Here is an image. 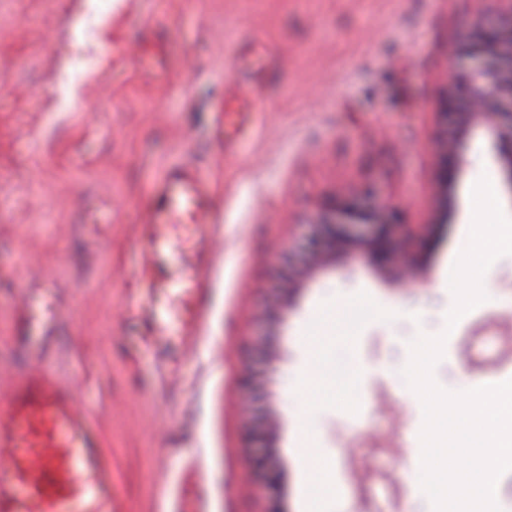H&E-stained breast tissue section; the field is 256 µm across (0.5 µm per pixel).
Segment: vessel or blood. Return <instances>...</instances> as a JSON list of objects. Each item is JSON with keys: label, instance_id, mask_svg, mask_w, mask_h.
Returning <instances> with one entry per match:
<instances>
[{"label": "vessel or blood", "instance_id": "vessel-or-blood-1", "mask_svg": "<svg viewBox=\"0 0 512 512\" xmlns=\"http://www.w3.org/2000/svg\"><path fill=\"white\" fill-rule=\"evenodd\" d=\"M215 190L197 167L167 168L152 184L138 236L140 277L150 296L149 333L195 348L207 316L217 226ZM190 224L188 275L160 279L155 263L174 249L172 230ZM0 512H113L112 461L72 388L32 364L0 380Z\"/></svg>", "mask_w": 512, "mask_h": 512}]
</instances>
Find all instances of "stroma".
<instances>
[{
    "label": "stroma",
    "instance_id": "35a3bbf8",
    "mask_svg": "<svg viewBox=\"0 0 512 512\" xmlns=\"http://www.w3.org/2000/svg\"><path fill=\"white\" fill-rule=\"evenodd\" d=\"M484 0H0V372L40 364L67 385L112 458L115 512H265L248 447L258 344L280 354L268 385L278 420L281 512H306L297 426L322 449L349 512H406L422 497L405 464L423 410L395 369L403 336L445 331L470 193L488 177L512 217V187L477 131L448 225L414 265L416 287L365 256L317 271L271 326L305 260L321 205L373 184L404 224L435 194L449 43ZM235 99L239 124L217 128ZM197 165L216 187L212 306L197 350L156 343L136 289L137 228L152 183ZM486 302L450 331L434 377L512 340V256L486 272ZM372 308L356 326L319 321L336 300ZM59 311L42 318L47 302ZM27 308L33 321L15 332ZM321 339L311 353L305 338ZM320 381L301 383L311 368ZM306 420H299L301 401Z\"/></svg>",
    "mask_w": 512,
    "mask_h": 512
}]
</instances>
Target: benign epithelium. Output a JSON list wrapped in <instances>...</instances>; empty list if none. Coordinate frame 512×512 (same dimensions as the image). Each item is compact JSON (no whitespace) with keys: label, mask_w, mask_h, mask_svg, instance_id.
<instances>
[{"label":"benign epithelium","mask_w":512,"mask_h":512,"mask_svg":"<svg viewBox=\"0 0 512 512\" xmlns=\"http://www.w3.org/2000/svg\"><path fill=\"white\" fill-rule=\"evenodd\" d=\"M486 11L493 15L489 22L448 47V83L438 113L445 129L435 165L441 190L435 221L448 212V191L455 185L469 139L477 130L491 137L512 184V0H490ZM393 213L371 185L357 193L337 192L321 210L320 234L307 242L309 262L334 260L348 248L359 247L381 272L404 281L410 267L397 264V256L411 259L414 250L426 246L427 236L412 230L397 235L400 225L393 222ZM249 439L252 460L270 503L268 512H280L281 472L274 451L277 427L269 412L249 431Z\"/></svg>","instance_id":"1"}]
</instances>
